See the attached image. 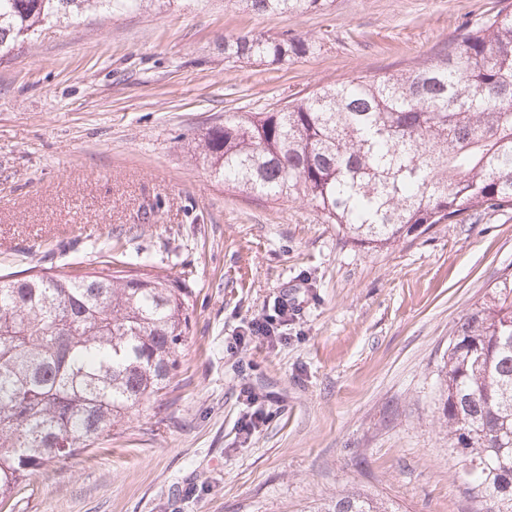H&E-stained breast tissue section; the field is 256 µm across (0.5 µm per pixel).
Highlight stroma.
Segmentation results:
<instances>
[{
	"mask_svg": "<svg viewBox=\"0 0 512 512\" xmlns=\"http://www.w3.org/2000/svg\"><path fill=\"white\" fill-rule=\"evenodd\" d=\"M498 4L259 16L242 0H175L87 15L0 57V274L81 276L118 255L190 292L177 389L0 512H309L352 492L391 512H479L448 450L438 370L461 319L512 279V209L370 250L302 200L225 187L196 147L225 115L431 59ZM247 31L318 48L225 60V38ZM287 296L298 306L279 340L249 337ZM255 407L263 422L242 432Z\"/></svg>",
	"mask_w": 512,
	"mask_h": 512,
	"instance_id": "obj_1",
	"label": "stroma"
}]
</instances>
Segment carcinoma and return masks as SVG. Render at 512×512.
Masks as SVG:
<instances>
[{
	"mask_svg": "<svg viewBox=\"0 0 512 512\" xmlns=\"http://www.w3.org/2000/svg\"><path fill=\"white\" fill-rule=\"evenodd\" d=\"M174 0H0V54L86 12ZM257 15L327 0H245ZM300 35L241 33L224 58L283 64ZM215 178L272 200L300 197L347 241L383 248L418 229L512 209V5L480 15L412 68L354 75L273 112L201 135ZM187 292L161 273L0 276V505L43 466L112 439L168 392L188 330ZM448 448L482 512H512V280L493 286L448 343L439 374ZM312 512H389L351 494Z\"/></svg>",
	"mask_w": 512,
	"mask_h": 512,
	"instance_id": "1",
	"label": "carcinoma"
}]
</instances>
